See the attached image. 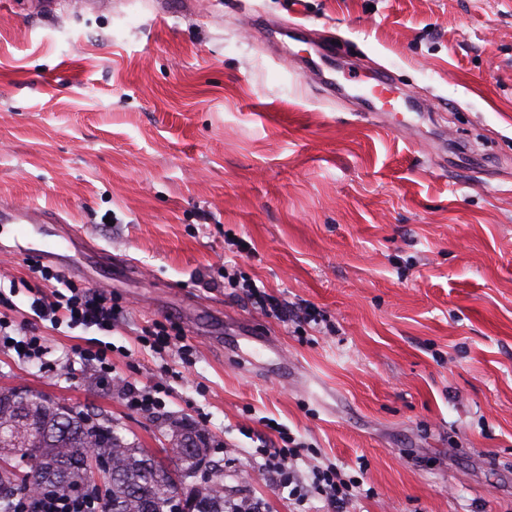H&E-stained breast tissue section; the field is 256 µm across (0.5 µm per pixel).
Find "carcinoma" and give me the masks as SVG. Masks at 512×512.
Masks as SVG:
<instances>
[{"label": "carcinoma", "mask_w": 512, "mask_h": 512, "mask_svg": "<svg viewBox=\"0 0 512 512\" xmlns=\"http://www.w3.org/2000/svg\"><path fill=\"white\" fill-rule=\"evenodd\" d=\"M156 460L120 433L112 420L62 405L34 391L25 397L0 392V512H14L19 491L64 494L94 486L104 512H174L180 497L193 493L196 512H244L248 499L224 501V467L212 465L199 480L195 468L208 457V437L180 426Z\"/></svg>", "instance_id": "cac0c4a2"}]
</instances>
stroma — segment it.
<instances>
[{"instance_id":"stroma-1","label":"stroma","mask_w":512,"mask_h":512,"mask_svg":"<svg viewBox=\"0 0 512 512\" xmlns=\"http://www.w3.org/2000/svg\"><path fill=\"white\" fill-rule=\"evenodd\" d=\"M328 56L338 91L301 70ZM398 91L369 108L366 74ZM60 211L132 265L87 276L124 306L109 332L37 319L52 295L0 233V314L44 364L0 347V389L111 416L158 451L208 433L224 483L293 512L252 468L285 428L300 478L336 465L349 512H512V0H0V202ZM314 305L264 315L225 276ZM177 324L190 363L143 329ZM112 346V373L74 346ZM163 393L150 416L127 383Z\"/></svg>"}]
</instances>
